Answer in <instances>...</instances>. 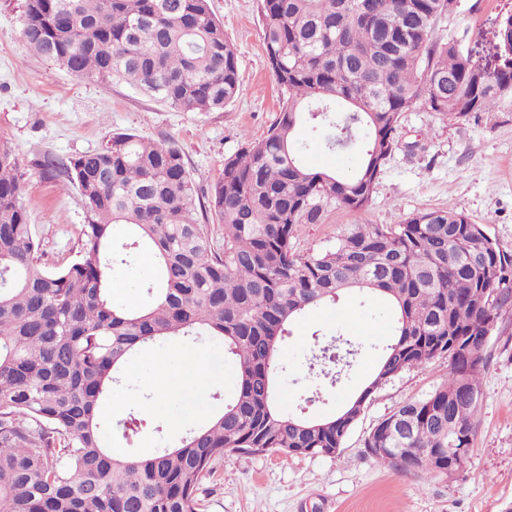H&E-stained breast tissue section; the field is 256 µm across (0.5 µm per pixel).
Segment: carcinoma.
<instances>
[{"label": "carcinoma", "mask_w": 512, "mask_h": 512, "mask_svg": "<svg viewBox=\"0 0 512 512\" xmlns=\"http://www.w3.org/2000/svg\"><path fill=\"white\" fill-rule=\"evenodd\" d=\"M453 0H261L264 49L286 95L267 134L224 158L199 202L181 151L114 133L99 151L41 164L85 205L80 254L48 269L20 201L22 174L0 146V512H197L195 492L227 453L337 455L371 396L394 377L448 356V380L368 432L365 447L402 474L462 470L481 410L485 325L512 306V255L454 207L396 224H350L322 251L305 224L371 201L397 147L402 114L491 112L512 97V15L500 65L486 71L458 40L435 36ZM32 56L70 74L123 81L178 112H214L239 94L238 58L209 0H25ZM328 127L326 147L357 150L351 173L306 166L297 130ZM224 230L215 245L207 221ZM128 227L116 249L112 228ZM149 254L150 301L113 305L112 267ZM358 290L393 315L392 338L359 394L336 414L276 407L278 352L309 309ZM180 336L224 342L235 392L212 420L149 457L114 456L102 408L139 348ZM312 355L335 385L358 343Z\"/></svg>", "instance_id": "carcinoma-1"}]
</instances>
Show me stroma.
I'll return each mask as SVG.
<instances>
[{"label":"stroma","instance_id":"35a3bbf8","mask_svg":"<svg viewBox=\"0 0 512 512\" xmlns=\"http://www.w3.org/2000/svg\"><path fill=\"white\" fill-rule=\"evenodd\" d=\"M24 0H0V144L17 156L23 174L21 201L40 242L43 265L55 268L77 257L85 222L76 190L41 174L44 157L63 159L101 149L115 132H131L180 149L200 199H207L226 156L245 139L264 136L281 109L267 64L260 0H210L239 61L240 92L221 112H178L119 82L75 78L56 63L34 60L21 33ZM512 0H457L437 34L460 41L487 69L498 65L499 23ZM303 161L318 169L354 171L355 153L327 151L309 127L297 134ZM398 147L386 162L370 205L335 209L322 224L300 230L302 246H332L351 224H394L421 210L445 205L485 225L512 255V101L492 112L456 120L417 107L403 113ZM151 260L139 254L114 266L109 288L115 305L137 309L148 302ZM392 321L383 305L357 294L310 310L291 328L277 378L278 406L307 416L334 414L360 391L376 367ZM340 334L367 344L349 375L323 385L309 367L315 339ZM482 408L464 471L402 475L380 464L364 441L370 428L400 404L445 384L448 359L400 374L379 388L338 455L281 457L230 453L196 491L198 512H512V307L500 310L485 351ZM196 367L209 380L199 398L162 401L153 379L159 368L179 373ZM237 378L222 342L177 337L145 346L129 360L105 407L103 436L109 447L149 455L174 444L222 408ZM138 420L134 444L123 438L129 417Z\"/></svg>","mask_w":512,"mask_h":512}]
</instances>
